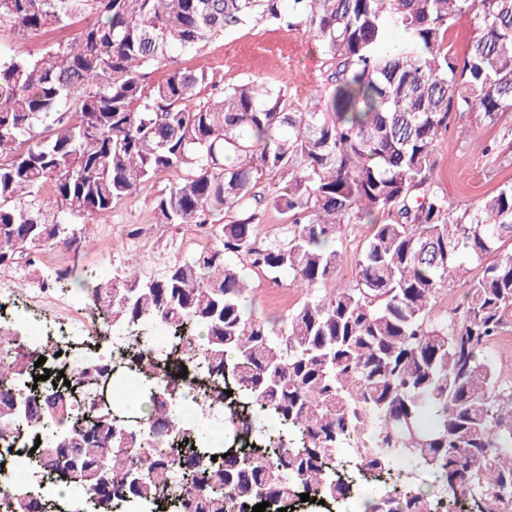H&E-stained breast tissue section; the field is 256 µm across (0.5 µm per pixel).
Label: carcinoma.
I'll return each mask as SVG.
<instances>
[{
	"label": "carcinoma",
	"mask_w": 512,
	"mask_h": 512,
	"mask_svg": "<svg viewBox=\"0 0 512 512\" xmlns=\"http://www.w3.org/2000/svg\"><path fill=\"white\" fill-rule=\"evenodd\" d=\"M470 14L481 32L459 56L444 43ZM80 17L67 42L0 53V269L168 173L183 176L155 201L161 223L235 220L156 277L127 268L110 289L88 287L103 326L129 331L112 368L134 378L146 416L81 376L31 393L32 367L0 327V435L28 395L25 422L43 425L32 472L95 496L105 485L99 512L171 493L180 512H252L344 494L338 449L369 426L360 467L374 478L411 458L476 504L508 488L486 512H512V377L487 356L512 337V184L459 212L435 177L457 118L512 123V0H0V23L21 36ZM253 19L320 43L327 74L310 104L250 79L206 97L205 72L171 66L173 50ZM400 29L412 46L380 53ZM268 205L285 218L271 241L256 223ZM365 222L341 279L346 229ZM251 272L303 291L284 330L245 312ZM460 282L466 303L433 316L437 293ZM170 362L201 381L161 400ZM211 414L237 419L255 446L225 448L202 422ZM3 494L10 512L50 507ZM387 512L440 510L402 488Z\"/></svg>",
	"instance_id": "obj_1"
}]
</instances>
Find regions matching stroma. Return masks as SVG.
Here are the masks:
<instances>
[{
  "label": "stroma",
  "mask_w": 512,
  "mask_h": 512,
  "mask_svg": "<svg viewBox=\"0 0 512 512\" xmlns=\"http://www.w3.org/2000/svg\"><path fill=\"white\" fill-rule=\"evenodd\" d=\"M71 29H55L35 38H23L9 27H0V49L17 58L39 49L69 40ZM181 68L205 71L210 92L247 79L284 87L288 99L302 107L325 79V57L317 41L305 31L262 21L224 33L201 50L174 54ZM497 144L500 155L488 162L485 145ZM440 160L436 179L457 208L494 195L512 182V127L498 123L484 124L474 138L459 137L449 129L437 147ZM170 177L151 180L132 196L116 204L110 216L91 218L79 225L80 240L72 245L48 243L33 254L32 263L20 264L8 271L10 297L18 306H26L31 297L42 295L41 316L62 314L55 301L65 293L84 298L87 276H111L113 268L124 264L128 256L140 262L143 275L150 276L175 260L213 245L212 236L193 224H162L154 212V201L170 184ZM69 269L65 284L54 281L57 268ZM247 309L255 316H285L300 301V290L288 279L272 280L252 274Z\"/></svg>",
  "instance_id": "obj_1"
}]
</instances>
